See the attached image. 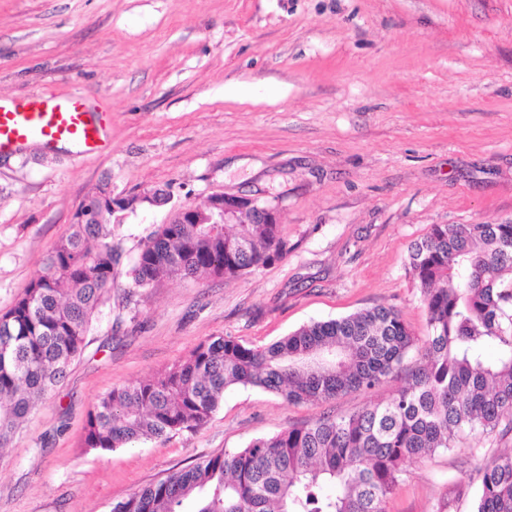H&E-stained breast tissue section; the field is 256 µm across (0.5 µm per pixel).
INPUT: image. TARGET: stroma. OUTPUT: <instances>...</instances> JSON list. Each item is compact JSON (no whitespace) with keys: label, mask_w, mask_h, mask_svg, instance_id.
<instances>
[{"label":"stroma","mask_w":512,"mask_h":512,"mask_svg":"<svg viewBox=\"0 0 512 512\" xmlns=\"http://www.w3.org/2000/svg\"><path fill=\"white\" fill-rule=\"evenodd\" d=\"M79 92L105 148L0 159V314L97 187L171 200L124 213L109 300L64 380L0 450V512H112L132 491L326 413L389 397L390 377L328 403L233 386L194 432L82 448L97 399L212 336L264 347L298 327L427 311L408 250L433 224L512 219V0H0V100ZM215 192L270 203L288 254L225 280L135 287L143 242ZM466 448L415 464L386 512H471Z\"/></svg>","instance_id":"35a3bbf8"}]
</instances>
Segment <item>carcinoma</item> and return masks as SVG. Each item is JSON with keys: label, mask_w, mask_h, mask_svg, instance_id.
I'll list each match as a JSON object with an SVG mask.
<instances>
[{"label": "carcinoma", "mask_w": 512, "mask_h": 512, "mask_svg": "<svg viewBox=\"0 0 512 512\" xmlns=\"http://www.w3.org/2000/svg\"><path fill=\"white\" fill-rule=\"evenodd\" d=\"M273 206L258 199L233 224H164L143 243L133 280L149 288L200 273L234 279L288 255ZM14 305L0 315V448L65 378L119 254L112 217L74 215ZM409 267L428 315L424 340L397 311L375 306L303 325L265 346L211 336L158 375L113 388L87 414L82 446L111 452L204 426L230 386H253L290 403L370 390L422 360L390 397L259 438L150 483L112 512H385L417 462L477 434L512 433V219L433 224L411 244ZM468 475L472 512H512V448L487 454Z\"/></svg>", "instance_id": "cac0c4a2"}]
</instances>
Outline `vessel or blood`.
Listing matches in <instances>:
<instances>
[{
	"label": "vessel or blood",
	"instance_id": "obj_1",
	"mask_svg": "<svg viewBox=\"0 0 512 512\" xmlns=\"http://www.w3.org/2000/svg\"><path fill=\"white\" fill-rule=\"evenodd\" d=\"M107 127L100 113L80 95L29 97L0 106V156L9 157L27 145L46 149L69 146L80 153L102 148Z\"/></svg>",
	"mask_w": 512,
	"mask_h": 512
}]
</instances>
